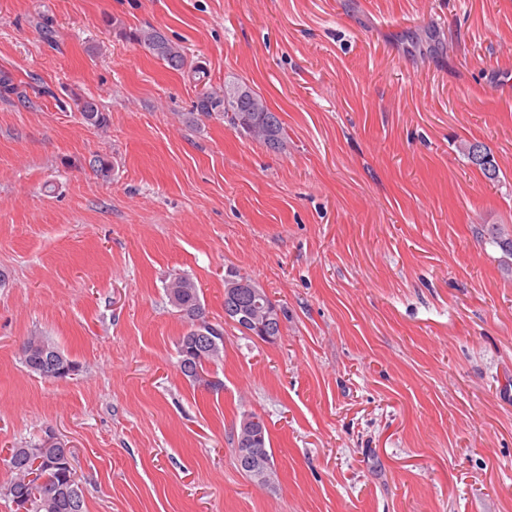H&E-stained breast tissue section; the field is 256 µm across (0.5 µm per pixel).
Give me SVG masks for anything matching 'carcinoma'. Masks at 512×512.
Instances as JSON below:
<instances>
[{"label": "carcinoma", "mask_w": 512, "mask_h": 512, "mask_svg": "<svg viewBox=\"0 0 512 512\" xmlns=\"http://www.w3.org/2000/svg\"><path fill=\"white\" fill-rule=\"evenodd\" d=\"M129 37L169 67L183 68L185 64L183 46L169 39L162 31L150 28L135 31L129 34ZM240 90L242 87L238 86L233 89L213 88L203 92L195 102L197 115L222 120L245 135L248 131L243 127L244 122L269 119L272 138L266 141L265 145L271 149L278 148L285 134V128L279 117L269 109L264 99L253 91L250 92V102L239 100L238 91ZM74 105L87 124L95 128H104L108 125L107 114L99 109L95 100L77 98L74 100ZM179 279L186 282L187 287L180 289L172 305L188 320V328L191 329L195 321H206L207 315L195 283L187 276L181 275ZM189 338L190 332L187 331L179 339L178 367L185 377L200 384L202 380L198 377V370L209 372V369L203 367V363L218 364L223 360L224 351L221 350L215 354L193 351L190 349ZM61 362L66 364L69 359L60 351L55 356L45 358L36 369L31 365L28 366V370L45 379H52L55 364ZM9 452L7 466L11 478L0 485V498L11 502L19 493L30 500L31 512H72L71 499L62 490V485L66 482V478L73 477V473L65 474L55 466V461L62 453L61 449L51 447L43 449L42 462L38 466V480L27 483L23 482V479L32 465V449L26 445L11 448Z\"/></svg>", "instance_id": "1"}]
</instances>
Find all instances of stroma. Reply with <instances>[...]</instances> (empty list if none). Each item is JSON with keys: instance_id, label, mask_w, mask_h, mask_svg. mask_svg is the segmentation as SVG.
<instances>
[{"instance_id": "stroma-1", "label": "stroma", "mask_w": 512, "mask_h": 512, "mask_svg": "<svg viewBox=\"0 0 512 512\" xmlns=\"http://www.w3.org/2000/svg\"><path fill=\"white\" fill-rule=\"evenodd\" d=\"M1 71L0 449L54 430L84 512H512V256L485 235L512 229V0H0ZM225 85L280 149L190 119ZM231 270L287 318L273 344L225 323L204 387L165 284L223 320ZM32 335L78 372L29 373ZM252 412L271 487L234 464ZM128 37L143 46L150 54L166 63L170 68H183L185 64L183 46L169 39L162 31L150 28L130 32ZM74 105L78 112H80L83 120L95 127L104 128L108 125V117L105 112H102L95 100L93 99H75ZM45 340L46 342H48L55 350H57L58 352V355H55V356H51V357H47L45 358L40 366L37 368V369H34L33 366H31L29 364V362L27 361L26 359V351H27V348L30 347V345L32 343H34L35 341L37 340ZM22 357H23V362L25 364V366L28 368V370L31 372V373H34L36 375H39L41 376L42 378H45V379H55V376L51 373L53 371V368L55 367V364L56 363H68L70 361V359H68L62 352V350L54 343V342H51L50 340L48 339H45L43 337H40V336H30L23 344V347H22Z\"/></svg>"}]
</instances>
